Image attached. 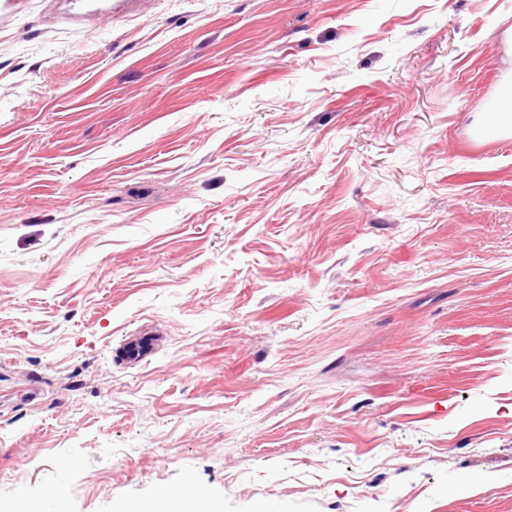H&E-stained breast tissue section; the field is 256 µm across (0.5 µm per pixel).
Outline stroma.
<instances>
[{"instance_id":"35a3bbf8","label":"stroma","mask_w":512,"mask_h":512,"mask_svg":"<svg viewBox=\"0 0 512 512\" xmlns=\"http://www.w3.org/2000/svg\"><path fill=\"white\" fill-rule=\"evenodd\" d=\"M511 91L512 0H16L0 512H512ZM155 338L147 336L129 337L117 356L127 367H137L148 361L154 353ZM165 497L162 512H215L194 488L182 492H168Z\"/></svg>"}]
</instances>
